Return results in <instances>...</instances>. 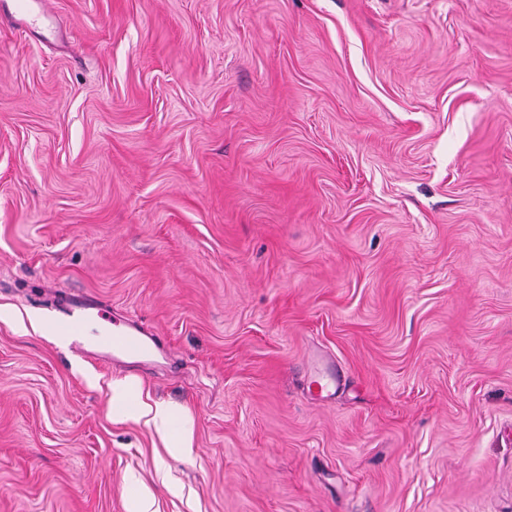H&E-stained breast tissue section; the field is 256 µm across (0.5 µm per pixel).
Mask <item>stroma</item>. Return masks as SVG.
Masks as SVG:
<instances>
[{
  "label": "stroma",
  "instance_id": "stroma-1",
  "mask_svg": "<svg viewBox=\"0 0 512 512\" xmlns=\"http://www.w3.org/2000/svg\"><path fill=\"white\" fill-rule=\"evenodd\" d=\"M50 6L0 23V512H512V0ZM64 307L66 314L69 317V324L66 325L65 329L69 331V336H84L81 330L82 323L88 319L87 309L88 307L82 303H74L70 300H64ZM138 334L124 333L116 338L119 350L129 356L146 357L152 354L158 343L154 336H147L143 331L136 329ZM341 384L342 377L336 362L328 357L318 356L310 369V399L315 402L326 401L336 394ZM111 401L114 410L133 416L163 437L169 438L179 427L180 434L170 443V447L180 451H188L189 448H192L187 414L184 410L177 409L163 401L144 400L127 381L112 382Z\"/></svg>",
  "mask_w": 512,
  "mask_h": 512
}]
</instances>
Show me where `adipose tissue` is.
<instances>
[{
	"label": "adipose tissue",
	"instance_id": "obj_1",
	"mask_svg": "<svg viewBox=\"0 0 512 512\" xmlns=\"http://www.w3.org/2000/svg\"><path fill=\"white\" fill-rule=\"evenodd\" d=\"M112 407L126 415L142 421L163 437L173 440L174 448L189 450L188 419L184 410L173 407L163 401H147L126 381L112 384Z\"/></svg>",
	"mask_w": 512,
	"mask_h": 512
}]
</instances>
